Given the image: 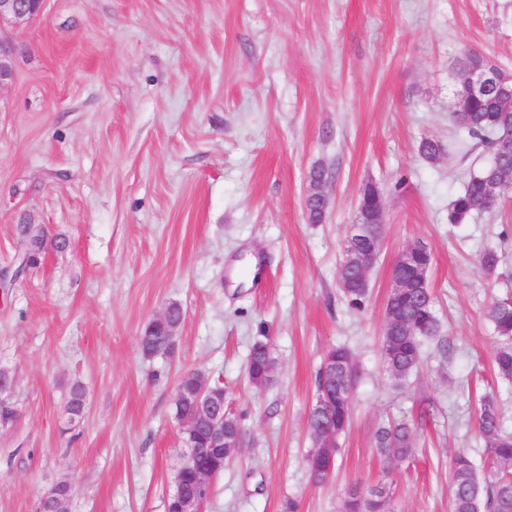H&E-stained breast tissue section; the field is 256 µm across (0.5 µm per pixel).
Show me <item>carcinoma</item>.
<instances>
[{
	"instance_id": "obj_1",
	"label": "carcinoma",
	"mask_w": 512,
	"mask_h": 512,
	"mask_svg": "<svg viewBox=\"0 0 512 512\" xmlns=\"http://www.w3.org/2000/svg\"><path fill=\"white\" fill-rule=\"evenodd\" d=\"M504 92L491 91L471 99L467 112L453 116L454 122L467 130L468 134L487 145L493 160L467 179L464 189L452 202L448 221L463 224L470 218L492 211L486 199L487 183L495 178L512 177V152L499 148L500 136H512V109L503 104ZM419 154L429 162H437L444 155L441 142L434 138L421 140ZM328 177L327 170L315 166L310 171L309 183L312 193L308 196V214L312 223L319 224L324 219L322 203L325 196L322 187ZM374 185L364 184L359 191L353 223L363 226V233L345 239L343 259L338 272V283L344 297L355 308L364 305L369 288L362 283L357 255L369 250L378 233L372 224L374 205ZM22 233L26 237L28 258L34 259L45 247L40 235L30 234V226L25 225ZM170 318L162 326L149 323L140 337L141 353L153 357L167 352L174 331L184 320V310L177 304L169 305ZM486 316L498 338L494 353V368L504 380H512V300L492 302ZM440 324L433 309V295L429 280L413 284L409 288L390 291L386 301V321L383 328L382 358L392 379L404 381L417 368L422 351V343L439 336ZM272 361L268 347L261 341L252 344L248 358V373L252 383L265 386L270 383L267 375L268 362ZM357 380V365L354 355L345 346L331 347L324 358L317 376L316 396L329 395L330 407L314 403L308 417V429L314 443H319L324 431L333 426L336 435L345 432L351 414V396ZM212 385L211 380L201 370L185 372L176 387L180 399L175 402L177 420H198L199 406L196 395L204 386ZM86 401L81 384H75L70 391L66 412L80 417ZM475 424L484 442L491 463V476L480 480L470 456L458 452L451 460L449 480L451 482V512H512V433L503 428L500 408L495 399L485 397L480 400L475 412ZM209 439L205 428H200L195 437L196 461L192 469L182 475V482L201 497L208 496V484L195 482L194 469L209 464ZM376 447L386 459L404 460L415 448V431L412 424L404 419L390 422L379 428L376 434ZM337 454V448H311L305 458L309 473L324 468L325 457ZM387 497L384 491H370L361 494L349 492L344 501V512H386Z\"/></svg>"
}]
</instances>
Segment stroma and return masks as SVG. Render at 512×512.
<instances>
[{"label": "stroma", "instance_id": "stroma-1", "mask_svg": "<svg viewBox=\"0 0 512 512\" xmlns=\"http://www.w3.org/2000/svg\"><path fill=\"white\" fill-rule=\"evenodd\" d=\"M19 43L0 92V370L19 410L0 427V512H34L60 480L70 512H166L185 454L176 385L194 369L247 432L204 512H283L289 499L340 512L351 489L375 487L388 512H450L452 456L490 470L478 397L512 433L485 315L512 296V200L448 222L491 160L452 120L457 62L476 50L512 74V0H46ZM425 138L441 161L419 155ZM316 165L332 174L320 224L303 208ZM368 182L384 197V246L355 310L338 271ZM24 224L45 241L28 263ZM413 241L433 255L441 338L398 382L382 330L392 264ZM172 302L185 312L174 352L144 357L143 329ZM258 340L276 364L265 388L247 371ZM334 345L359 378L335 471L316 485L307 417ZM77 383L87 401L72 422ZM402 417L416 453L384 460L376 433Z\"/></svg>", "mask_w": 512, "mask_h": 512}]
</instances>
